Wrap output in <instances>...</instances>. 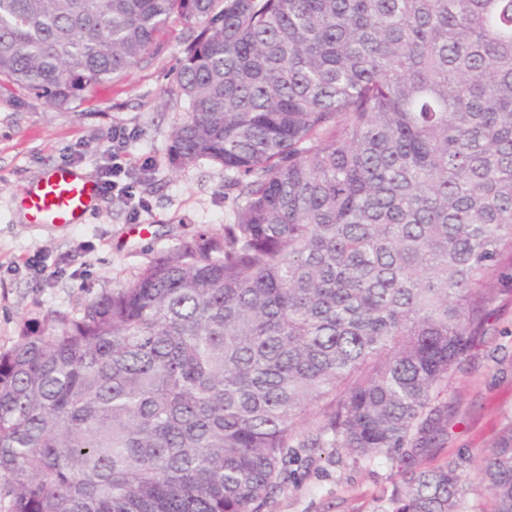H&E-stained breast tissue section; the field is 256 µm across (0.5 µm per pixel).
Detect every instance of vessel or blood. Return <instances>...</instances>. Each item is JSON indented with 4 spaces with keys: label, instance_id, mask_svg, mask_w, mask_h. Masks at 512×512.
<instances>
[{
    "label": "vessel or blood",
    "instance_id": "1",
    "mask_svg": "<svg viewBox=\"0 0 512 512\" xmlns=\"http://www.w3.org/2000/svg\"><path fill=\"white\" fill-rule=\"evenodd\" d=\"M101 194L90 171L56 165L24 187L17 206L29 224H81Z\"/></svg>",
    "mask_w": 512,
    "mask_h": 512
}]
</instances>
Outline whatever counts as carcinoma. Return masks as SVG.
Masks as SVG:
<instances>
[{
    "instance_id": "1",
    "label": "carcinoma",
    "mask_w": 512,
    "mask_h": 512,
    "mask_svg": "<svg viewBox=\"0 0 512 512\" xmlns=\"http://www.w3.org/2000/svg\"><path fill=\"white\" fill-rule=\"evenodd\" d=\"M175 19L169 160L223 166L233 223L0 353L8 512H259L296 441L465 512L421 461L512 248V0H0V80L67 105ZM476 477L512 512V427Z\"/></svg>"
}]
</instances>
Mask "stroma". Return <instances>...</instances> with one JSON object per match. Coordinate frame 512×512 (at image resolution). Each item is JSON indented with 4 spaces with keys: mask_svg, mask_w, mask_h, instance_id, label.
<instances>
[{
    "mask_svg": "<svg viewBox=\"0 0 512 512\" xmlns=\"http://www.w3.org/2000/svg\"><path fill=\"white\" fill-rule=\"evenodd\" d=\"M190 33V24L172 22L125 76L81 92L64 107L13 85L0 92V352L30 329L81 315L91 299L119 288L199 230L219 236L232 223L236 192L221 166L203 160L175 170L168 161L171 130L186 110L171 91V71ZM118 125L134 133L126 147L130 161L150 165L137 189L148 213L132 220L121 201L104 196L86 223H25L14 204L25 185L62 163L70 147L81 151L77 166L95 170L105 163ZM34 260L46 261L50 274L36 275ZM488 287L486 324L443 394L448 438L423 467L453 461L472 476L512 425V250L498 256ZM289 468L297 481L260 512H379L399 480L397 461L384 457L345 455L334 462L301 451Z\"/></svg>",
    "mask_w": 512,
    "mask_h": 512,
    "instance_id": "obj_1",
    "label": "stroma"
}]
</instances>
